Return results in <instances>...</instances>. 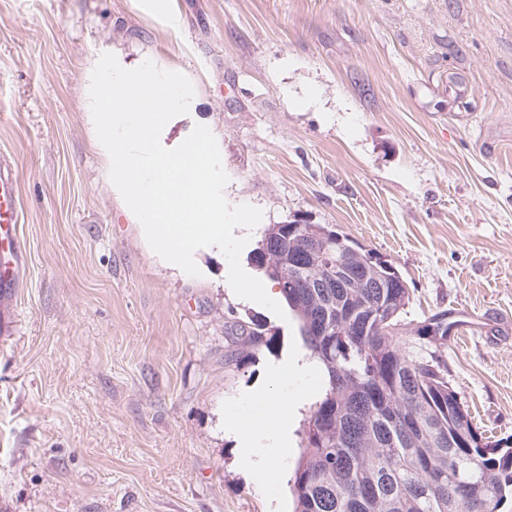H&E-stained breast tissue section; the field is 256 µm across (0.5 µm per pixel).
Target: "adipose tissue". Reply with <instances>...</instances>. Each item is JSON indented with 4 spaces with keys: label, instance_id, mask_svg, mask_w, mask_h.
<instances>
[{
    "label": "adipose tissue",
    "instance_id": "1",
    "mask_svg": "<svg viewBox=\"0 0 512 512\" xmlns=\"http://www.w3.org/2000/svg\"><path fill=\"white\" fill-rule=\"evenodd\" d=\"M312 363L297 362L272 369L270 390L245 400L247 415L230 421L229 428L242 437L241 464L249 472L272 478L276 475V459L288 449L287 440L279 438L276 444H268L271 433L285 431L290 418L299 408L298 401L288 393V383L297 374H308Z\"/></svg>",
    "mask_w": 512,
    "mask_h": 512
}]
</instances>
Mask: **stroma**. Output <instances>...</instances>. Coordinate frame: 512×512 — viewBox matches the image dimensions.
<instances>
[{"instance_id":"obj_1","label":"stroma","mask_w":512,"mask_h":512,"mask_svg":"<svg viewBox=\"0 0 512 512\" xmlns=\"http://www.w3.org/2000/svg\"><path fill=\"white\" fill-rule=\"evenodd\" d=\"M0 0V158L25 248L0 340V512H293L224 428L271 365L308 358L296 318L241 300L211 247L199 276L141 237L86 122L104 53L185 74L231 205L263 228L332 225L406 281L408 326L447 312L444 358L473 427L512 446V0ZM270 346L233 360L224 324ZM322 389L277 469L293 475Z\"/></svg>"}]
</instances>
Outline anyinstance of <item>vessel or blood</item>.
<instances>
[{
  "label": "vessel or blood",
  "instance_id": "1",
  "mask_svg": "<svg viewBox=\"0 0 512 512\" xmlns=\"http://www.w3.org/2000/svg\"><path fill=\"white\" fill-rule=\"evenodd\" d=\"M16 179L9 165L0 161V253L9 260L0 266V305L11 299L20 282L25 252L16 234L18 213L15 207Z\"/></svg>",
  "mask_w": 512,
  "mask_h": 512
}]
</instances>
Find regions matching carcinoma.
<instances>
[{
  "label": "carcinoma",
  "instance_id": "carcinoma-1",
  "mask_svg": "<svg viewBox=\"0 0 512 512\" xmlns=\"http://www.w3.org/2000/svg\"><path fill=\"white\" fill-rule=\"evenodd\" d=\"M254 261L279 286L323 381L293 512H501L512 447L484 440L448 381L433 345L448 340V314L418 322L412 350L379 333L378 321L403 320L407 283L329 224H270ZM224 333L237 357L271 343L243 319Z\"/></svg>",
  "mask_w": 512,
  "mask_h": 512
}]
</instances>
